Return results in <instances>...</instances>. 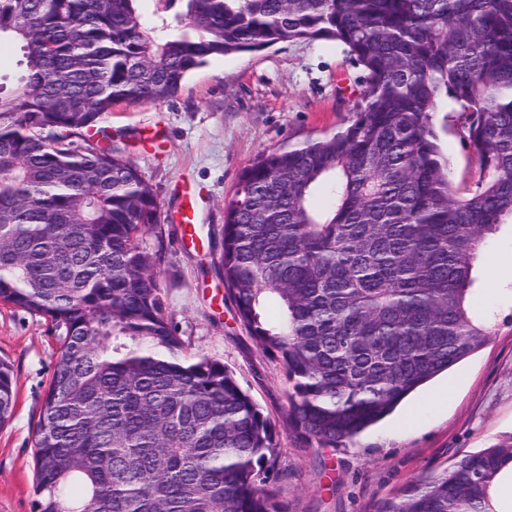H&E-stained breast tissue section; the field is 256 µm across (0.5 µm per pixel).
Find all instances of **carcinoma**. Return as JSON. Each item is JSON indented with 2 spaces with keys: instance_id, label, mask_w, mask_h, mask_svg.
<instances>
[{
  "instance_id": "obj_1",
  "label": "carcinoma",
  "mask_w": 512,
  "mask_h": 512,
  "mask_svg": "<svg viewBox=\"0 0 512 512\" xmlns=\"http://www.w3.org/2000/svg\"><path fill=\"white\" fill-rule=\"evenodd\" d=\"M0 0V302L62 331L34 432V512H286L279 431L165 315L152 185L99 120L174 97L216 56L304 39L363 71L345 129L263 155L224 201L216 266L282 365L281 424L343 448L478 351L479 250L512 219V0ZM478 161L442 157L441 95ZM15 399L0 360V425ZM512 437L371 512H497Z\"/></svg>"
}]
</instances>
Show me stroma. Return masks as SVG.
Masks as SVG:
<instances>
[{
  "label": "stroma",
  "mask_w": 512,
  "mask_h": 512,
  "mask_svg": "<svg viewBox=\"0 0 512 512\" xmlns=\"http://www.w3.org/2000/svg\"><path fill=\"white\" fill-rule=\"evenodd\" d=\"M361 76L342 47L295 40L213 58L189 74L172 99L119 104L101 121L155 192L160 223L145 242L164 246L159 281L177 335L188 353L232 369L275 421L288 403V380L239 322L214 266L224 201L263 154L345 128ZM434 125L456 185L468 188L476 158L447 98L437 102ZM186 207L195 212L191 240L175 220ZM474 278L480 312L492 325L477 352L347 447L320 448L280 431L277 488L288 512H368L376 500L447 467L461 452L512 437L511 220L486 243ZM57 356V335L43 317L0 304V359L16 377L12 414L0 426V512H33V426ZM447 384L455 396L437 402V390Z\"/></svg>",
  "instance_id": "35a3bbf8"
}]
</instances>
